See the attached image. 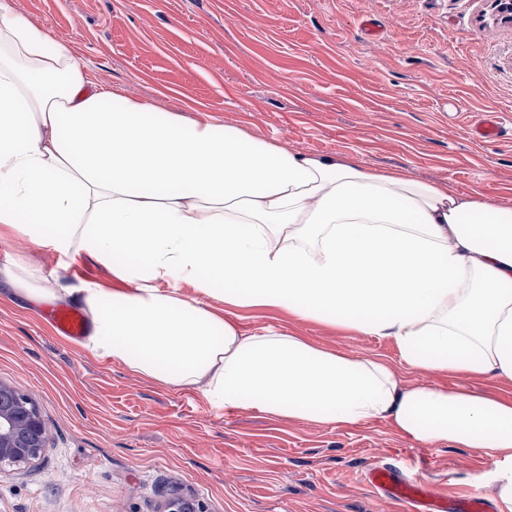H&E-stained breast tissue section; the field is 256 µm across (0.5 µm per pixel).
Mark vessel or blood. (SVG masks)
<instances>
[{
  "instance_id": "obj_1",
  "label": "vessel or blood",
  "mask_w": 512,
  "mask_h": 512,
  "mask_svg": "<svg viewBox=\"0 0 512 512\" xmlns=\"http://www.w3.org/2000/svg\"><path fill=\"white\" fill-rule=\"evenodd\" d=\"M503 118L496 113H486L474 124L472 134L479 140L504 136ZM45 317L56 335L79 342L86 334L87 323L83 313L76 308L52 306ZM365 482L378 494L395 503L405 505L407 512H446L448 487L434 484L422 477L404 475L388 463H373L363 474Z\"/></svg>"
}]
</instances>
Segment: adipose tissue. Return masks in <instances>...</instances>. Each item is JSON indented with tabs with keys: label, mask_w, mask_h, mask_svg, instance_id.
<instances>
[{
	"label": "adipose tissue",
	"mask_w": 512,
	"mask_h": 512,
	"mask_svg": "<svg viewBox=\"0 0 512 512\" xmlns=\"http://www.w3.org/2000/svg\"><path fill=\"white\" fill-rule=\"evenodd\" d=\"M7 235L126 283L64 284L26 257L0 266L20 299L80 307L97 359L219 408L382 420L423 447L486 452L512 512V400L408 383L383 362L233 319L268 308L391 338L414 370L512 381V207L99 89L66 44L0 0Z\"/></svg>",
	"instance_id": "obj_1"
}]
</instances>
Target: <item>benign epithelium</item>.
<instances>
[{"label":"benign epithelium","mask_w":512,"mask_h":512,"mask_svg":"<svg viewBox=\"0 0 512 512\" xmlns=\"http://www.w3.org/2000/svg\"><path fill=\"white\" fill-rule=\"evenodd\" d=\"M495 21L512 24V0H488ZM47 429L30 398L0 383V470L19 467L47 449Z\"/></svg>","instance_id":"1"}]
</instances>
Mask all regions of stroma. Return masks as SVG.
Masks as SVG:
<instances>
[{"instance_id":"1","label":"stroma","mask_w":512,"mask_h":512,"mask_svg":"<svg viewBox=\"0 0 512 512\" xmlns=\"http://www.w3.org/2000/svg\"><path fill=\"white\" fill-rule=\"evenodd\" d=\"M18 3L104 90L512 207V139L471 134L482 113L512 115V25L479 22L481 0ZM41 311L0 296V382L32 399L48 433L40 457L0 471V512H164L174 497L196 512H405L363 482L364 468L424 458L433 482L506 512L479 479L496 467L489 455L420 449L381 420L321 426L216 408L97 360ZM236 315L243 331L272 326L418 378L392 339L263 308Z\"/></svg>"}]
</instances>
